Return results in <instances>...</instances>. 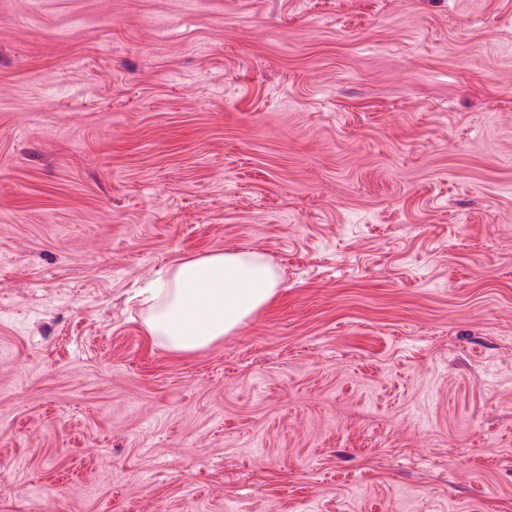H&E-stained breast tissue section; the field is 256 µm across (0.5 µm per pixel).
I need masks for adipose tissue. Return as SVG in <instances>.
<instances>
[{"label": "adipose tissue", "mask_w": 512, "mask_h": 512, "mask_svg": "<svg viewBox=\"0 0 512 512\" xmlns=\"http://www.w3.org/2000/svg\"><path fill=\"white\" fill-rule=\"evenodd\" d=\"M281 283L276 267L253 250L184 257L146 288L142 323L164 348L191 354L235 334L278 298Z\"/></svg>", "instance_id": "obj_1"}]
</instances>
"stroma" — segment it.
I'll use <instances>...</instances> for the list:
<instances>
[{"mask_svg":"<svg viewBox=\"0 0 512 512\" xmlns=\"http://www.w3.org/2000/svg\"><path fill=\"white\" fill-rule=\"evenodd\" d=\"M0 512H512V0H0ZM282 275L260 253L225 249L181 258L143 289V326L178 354L203 350L231 336L278 297Z\"/></svg>","mask_w":512,"mask_h":512,"instance_id":"stroma-1","label":"stroma"}]
</instances>
